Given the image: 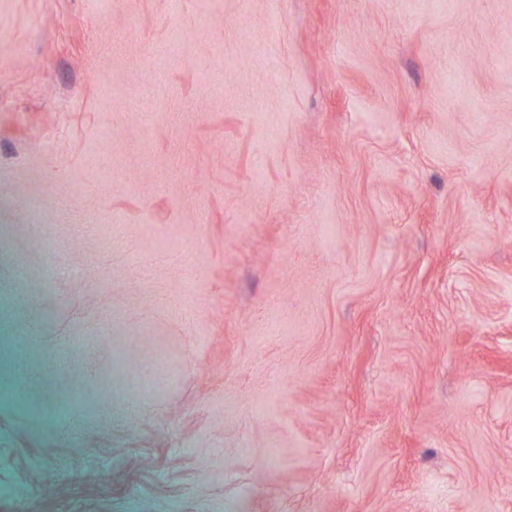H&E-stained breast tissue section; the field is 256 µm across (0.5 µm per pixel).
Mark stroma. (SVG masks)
<instances>
[{
    "label": "stroma",
    "mask_w": 512,
    "mask_h": 512,
    "mask_svg": "<svg viewBox=\"0 0 512 512\" xmlns=\"http://www.w3.org/2000/svg\"><path fill=\"white\" fill-rule=\"evenodd\" d=\"M0 512H512V0H0Z\"/></svg>",
    "instance_id": "35a3bbf8"
}]
</instances>
